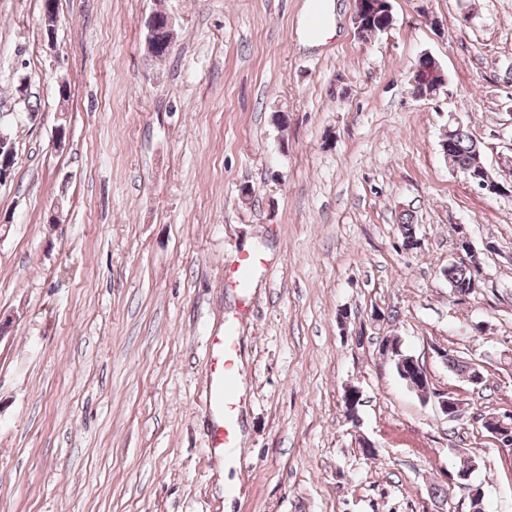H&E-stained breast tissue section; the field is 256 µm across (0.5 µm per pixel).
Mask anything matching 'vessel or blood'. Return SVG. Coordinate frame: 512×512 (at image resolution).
<instances>
[{
  "instance_id": "1",
  "label": "vessel or blood",
  "mask_w": 512,
  "mask_h": 512,
  "mask_svg": "<svg viewBox=\"0 0 512 512\" xmlns=\"http://www.w3.org/2000/svg\"><path fill=\"white\" fill-rule=\"evenodd\" d=\"M207 354V455L212 461L220 463L226 456L238 452V419L244 401L239 382L238 343L234 326H227L221 335L209 337Z\"/></svg>"
}]
</instances>
